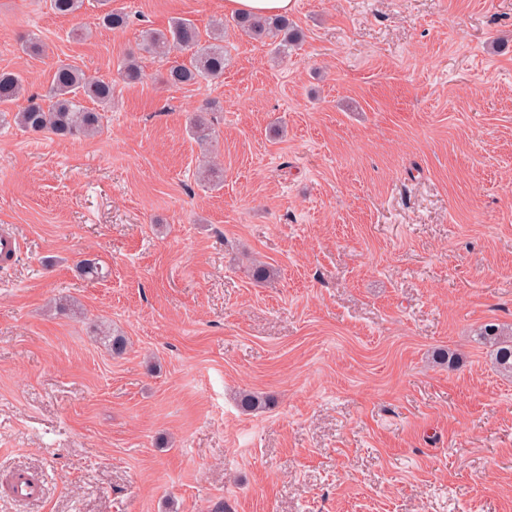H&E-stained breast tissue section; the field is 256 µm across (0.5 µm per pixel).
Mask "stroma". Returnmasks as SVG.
Listing matches in <instances>:
<instances>
[{"label":"stroma","instance_id":"35a3bbf8","mask_svg":"<svg viewBox=\"0 0 512 512\" xmlns=\"http://www.w3.org/2000/svg\"><path fill=\"white\" fill-rule=\"evenodd\" d=\"M112 5L128 26L81 41L94 6L0 0V71L114 86L97 136L0 129V512H512V378L478 337L512 326V0H296L286 57L229 29L190 86L117 66L174 17L208 41L224 0ZM216 106L213 103H206L203 107L188 116V129L194 140L203 146L212 143L214 133L213 112Z\"/></svg>","mask_w":512,"mask_h":512}]
</instances>
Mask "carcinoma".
Here are the masks:
<instances>
[{"instance_id":"1","label":"carcinoma","mask_w":512,"mask_h":512,"mask_svg":"<svg viewBox=\"0 0 512 512\" xmlns=\"http://www.w3.org/2000/svg\"><path fill=\"white\" fill-rule=\"evenodd\" d=\"M85 0H49L50 10L63 17L82 14ZM99 12L94 24L109 29H122L129 23V15L112 8V0H97ZM231 26L240 35L255 40H268L275 53L282 55L299 39V32L286 16L240 15L233 17ZM190 56L184 62L182 56ZM146 56L166 60L163 82L172 86H188L205 79L224 75V22L215 23L212 41L203 44L195 23L186 18H174L165 30L147 29L137 48L126 54L120 62L118 75L125 83L143 79L141 59ZM112 82L87 75L73 64L56 67L46 96L52 100L44 108L37 95H26L25 80L16 73L0 72V126L14 125L32 134L50 133L58 137L95 136L102 131L103 112L112 105ZM87 98L100 105L101 110H90L82 104ZM216 106L207 103L188 116V129L201 146L212 143L214 133L213 112ZM252 277L257 282L270 283L275 271L262 262H253ZM480 338L493 352L496 368L512 375V327L495 323L484 325Z\"/></svg>"}]
</instances>
